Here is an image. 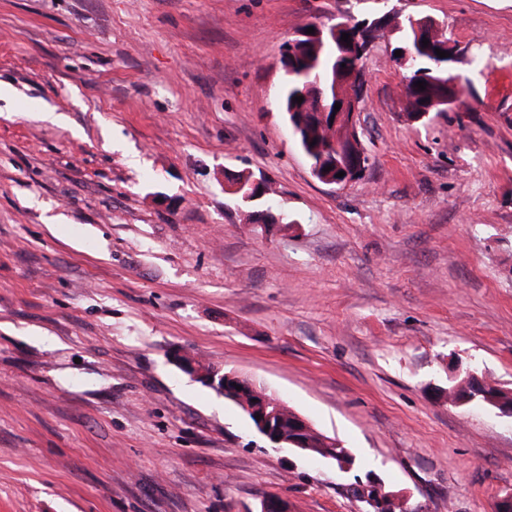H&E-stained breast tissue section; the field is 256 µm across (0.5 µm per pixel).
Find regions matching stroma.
<instances>
[{"label": "stroma", "instance_id": "35a3bbf8", "mask_svg": "<svg viewBox=\"0 0 512 512\" xmlns=\"http://www.w3.org/2000/svg\"><path fill=\"white\" fill-rule=\"evenodd\" d=\"M389 11L458 43L462 101L408 121L375 40L370 166L322 183L280 118L282 45ZM0 82V512H362L352 473L268 448L183 352L419 512H494L512 419L446 391H512V0H0ZM239 171L287 223L225 193ZM178 364L185 373L201 382L203 381L208 385L217 387L216 374L208 368L200 365L195 359L189 356H180L178 358Z\"/></svg>", "mask_w": 512, "mask_h": 512}]
</instances>
